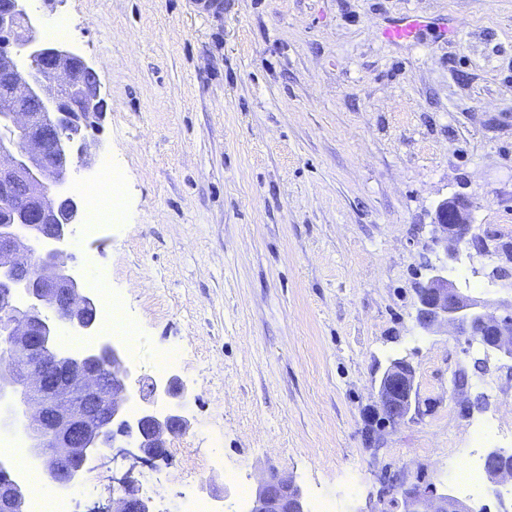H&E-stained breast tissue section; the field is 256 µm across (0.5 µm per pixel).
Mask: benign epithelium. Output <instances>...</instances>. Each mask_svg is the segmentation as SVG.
Here are the masks:
<instances>
[{"instance_id": "1", "label": "benign epithelium", "mask_w": 512, "mask_h": 512, "mask_svg": "<svg viewBox=\"0 0 512 512\" xmlns=\"http://www.w3.org/2000/svg\"><path fill=\"white\" fill-rule=\"evenodd\" d=\"M27 13L21 0L0 7V41H13ZM28 55L41 60L31 77L18 73L13 51L0 53V196L17 197L21 212L0 220V430L20 427L32 459L40 461L56 487L75 485L88 454L107 447L116 435L135 436L122 455L136 462L163 455L166 436L190 426L186 412L192 396L176 375L152 381L141 391L139 416H124L128 370L119 351L102 341L81 356L53 349L60 326L70 332L96 328L98 300L84 291L68 267L63 248L80 221L78 204L50 195L63 182L73 160L88 167L95 145L86 131L102 113L97 92L82 93L69 78L76 66L87 82L96 73L80 56L61 44L35 38L24 43ZM58 153L48 155L47 142ZM432 242L442 253L415 290L416 324L425 335L453 328L496 353L512 370V295L492 302L465 294L448 279V268L473 240V204L455 195L437 202ZM110 365L102 378L99 369ZM413 364L396 358L383 371L377 391L378 421L394 428L410 414L415 394ZM493 483L512 482V454L493 449L484 458ZM123 493L112 498V512H153L151 501L138 495L129 477L117 479ZM26 490L8 475L0 476V512H25ZM251 512H306L300 487L276 475L256 490ZM390 512H472L467 504L434 485L411 484Z\"/></svg>"}]
</instances>
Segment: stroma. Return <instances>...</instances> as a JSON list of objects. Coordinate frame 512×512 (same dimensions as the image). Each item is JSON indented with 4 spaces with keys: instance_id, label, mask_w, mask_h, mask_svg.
Wrapping results in <instances>:
<instances>
[{
    "instance_id": "stroma-1",
    "label": "stroma",
    "mask_w": 512,
    "mask_h": 512,
    "mask_svg": "<svg viewBox=\"0 0 512 512\" xmlns=\"http://www.w3.org/2000/svg\"><path fill=\"white\" fill-rule=\"evenodd\" d=\"M408 16L432 37H382ZM60 17L105 112L93 164L55 192L96 185L108 160L124 211L75 231L68 264L122 300L131 379L176 348L192 392L166 458L88 457L96 489L73 512L107 506L129 469L155 512L196 496L232 512L226 474L253 490L273 471L342 512H370L386 483L512 512L511 486L448 476L512 449V373L475 371L480 344L415 322L436 202L468 197L476 233L512 242V0H34V28ZM502 260L466 249L448 277L492 300ZM396 357L416 368L417 409L373 443Z\"/></svg>"
}]
</instances>
